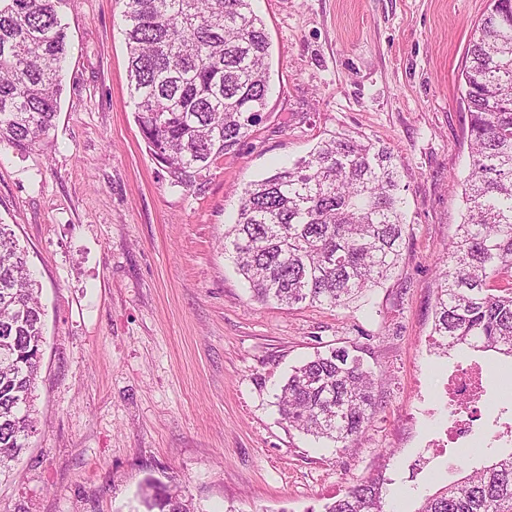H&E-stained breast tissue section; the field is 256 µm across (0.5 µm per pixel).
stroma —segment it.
<instances>
[{"label":"stroma","instance_id":"35a3bbf8","mask_svg":"<svg viewBox=\"0 0 512 512\" xmlns=\"http://www.w3.org/2000/svg\"><path fill=\"white\" fill-rule=\"evenodd\" d=\"M488 0H252L271 43L260 123L191 191L171 186L134 121L121 0H63L68 57L48 146H0V224L41 286L37 431L0 512H146L147 482L194 512H317L381 476L388 512L512 452V360L433 349L439 265L471 161L461 72ZM336 133L388 147L407 224L391 276L346 307L254 300L224 252L248 183ZM356 349L376 413L352 448L282 420L294 366ZM479 362L467 443L428 447L436 396Z\"/></svg>","mask_w":512,"mask_h":512}]
</instances>
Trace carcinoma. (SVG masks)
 Returning a JSON list of instances; mask_svg holds the SVG:
<instances>
[{"instance_id":"cac0c4a2","label":"carcinoma","mask_w":512,"mask_h":512,"mask_svg":"<svg viewBox=\"0 0 512 512\" xmlns=\"http://www.w3.org/2000/svg\"><path fill=\"white\" fill-rule=\"evenodd\" d=\"M129 93L153 158L185 191L261 121L270 42L251 0H122ZM61 0H0V145L49 138L62 91ZM462 72L472 163L466 215L439 273L434 331L457 346L512 358V0H489ZM399 171L385 147L334 136L292 166L249 183L224 253L259 302L348 304L395 269L406 224ZM43 338L27 251L0 224V476L26 448ZM373 375L346 346L295 368L277 394L294 429L347 448L376 412ZM383 479L362 478L322 512H386ZM147 509L182 495L147 484ZM417 512H512V453L425 498Z\"/></svg>"}]
</instances>
